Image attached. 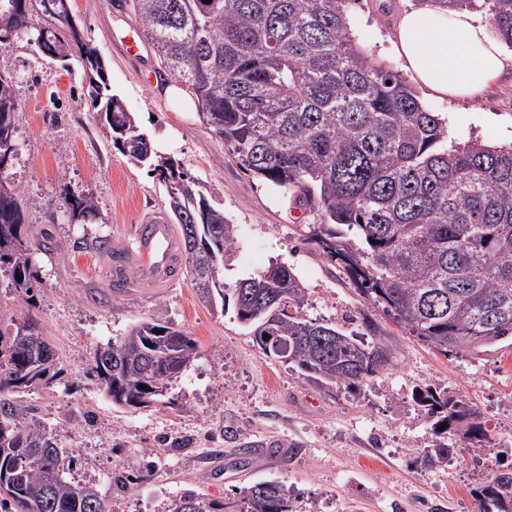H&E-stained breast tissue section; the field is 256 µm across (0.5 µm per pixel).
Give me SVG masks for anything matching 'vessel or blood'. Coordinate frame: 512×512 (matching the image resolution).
Wrapping results in <instances>:
<instances>
[{
    "label": "vessel or blood",
    "mask_w": 512,
    "mask_h": 512,
    "mask_svg": "<svg viewBox=\"0 0 512 512\" xmlns=\"http://www.w3.org/2000/svg\"><path fill=\"white\" fill-rule=\"evenodd\" d=\"M135 252H122L112 262V278L126 282L129 268H136L138 285L145 288H168L182 269L181 242L162 213L148 216L135 231Z\"/></svg>",
    "instance_id": "vessel-or-blood-1"
}]
</instances>
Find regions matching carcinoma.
Masks as SVG:
<instances>
[{
    "label": "carcinoma",
    "mask_w": 512,
    "mask_h": 512,
    "mask_svg": "<svg viewBox=\"0 0 512 512\" xmlns=\"http://www.w3.org/2000/svg\"><path fill=\"white\" fill-rule=\"evenodd\" d=\"M47 0H0V48L36 35L44 54L83 71L94 111L105 110L112 147L158 174L179 225L186 273L200 301L237 320L260 348L323 385L356 391L389 354L333 325L302 315L304 287L282 263L230 286L238 225L202 179L157 154L133 113L105 82L99 52ZM357 0H131L140 34L160 67L197 103L202 123L242 168L292 207L313 212L312 239L337 261L360 295L443 355H460L512 332V144L448 139L447 120L422 103L400 74L357 45L349 7ZM418 7L482 10L512 47V0H414ZM13 81L0 73V133L17 140ZM74 219L95 217L94 197L69 201ZM20 190L0 171V287L36 305L37 275L26 245ZM22 279H16V276ZM28 342L0 331V512H105L98 490L67 479L78 457L30 415L21 397L61 373L30 314L11 318ZM269 338H264V335ZM199 354L169 323H136L95 351L91 372L112 404L165 407L174 380ZM436 424L485 427L471 406L433 390L421 395ZM455 449L421 454L433 466ZM484 512H512V481L478 491ZM282 485L257 482L222 503L186 490L168 512H291Z\"/></svg>",
    "instance_id": "obj_1"
}]
</instances>
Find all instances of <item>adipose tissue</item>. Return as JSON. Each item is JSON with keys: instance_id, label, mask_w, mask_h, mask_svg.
<instances>
[{"instance_id": "adipose-tissue-1", "label": "adipose tissue", "mask_w": 512, "mask_h": 512, "mask_svg": "<svg viewBox=\"0 0 512 512\" xmlns=\"http://www.w3.org/2000/svg\"><path fill=\"white\" fill-rule=\"evenodd\" d=\"M395 46L410 79L438 97L470 99L503 73V47L467 11L429 7L408 10L395 31Z\"/></svg>"}]
</instances>
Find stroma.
<instances>
[{"label":"stroma","instance_id":"obj_1","mask_svg":"<svg viewBox=\"0 0 512 512\" xmlns=\"http://www.w3.org/2000/svg\"><path fill=\"white\" fill-rule=\"evenodd\" d=\"M412 6V0H354L349 9L357 41L398 72L404 62L394 29ZM73 14L158 154L208 182L237 224L239 247L225 282L284 263L306 289V318L382 343L393 360L355 392L324 387L265 355L234 312L213 314L188 276L156 296L114 285L98 240L134 247L135 225L164 210V187L113 148L98 112L83 102L80 69H64L35 41L15 40L0 49V72L12 76L18 101L19 151L9 180L31 220L28 241L45 232L53 249L33 253L35 309L0 288V314L7 318L0 329L10 330V317L33 312L57 353L61 375L24 403L60 448L79 457L72 480L83 482L85 467H94L106 512H166L186 489L231 502L263 480L288 488L292 512H482L477 489L512 463V355L494 344L446 356L410 336L363 299L311 240L313 213L291 207L249 175L198 113L175 111L163 96L170 77L158 75L151 49L135 61L126 57L110 33L135 25L129 0H74ZM419 97L447 117L449 138L512 143V65L477 98L425 91ZM87 192L97 200V216L72 220L66 194ZM148 319L189 333L199 355L171 385L176 407L115 406L91 372L93 352ZM428 389L477 409L489 437L481 450L471 451L460 432L436 435L418 401ZM442 442L456 455L421 466V452Z\"/></svg>","mask_w":512,"mask_h":512}]
</instances>
